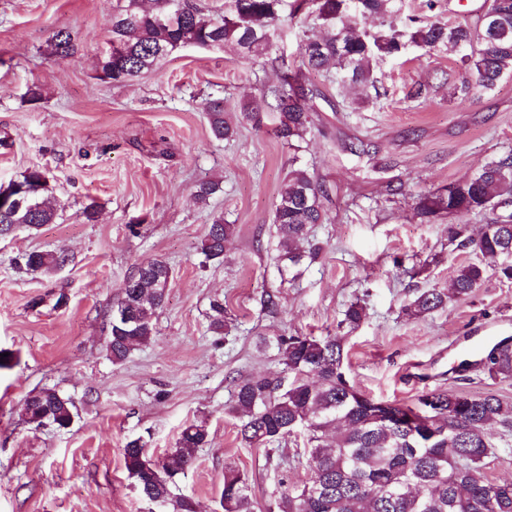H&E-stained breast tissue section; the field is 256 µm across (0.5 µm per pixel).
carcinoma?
<instances>
[{
  "label": "carcinoma",
  "instance_id": "1",
  "mask_svg": "<svg viewBox=\"0 0 512 512\" xmlns=\"http://www.w3.org/2000/svg\"><path fill=\"white\" fill-rule=\"evenodd\" d=\"M396 0H231L220 17L203 13L189 0H154L150 10L141 0H126L110 26L112 54H103L96 77L122 84L152 72L176 49L234 46L246 56L260 58L271 49V27L283 20L310 19L322 34L304 40L301 66L285 68L270 93L279 114L274 133L290 149L314 126L308 102L316 91L306 73L336 69L341 80L360 94L377 89V60L394 57L409 45L427 50L446 46L461 53L468 77L462 90L491 91L512 76V0H487L485 14L475 25H441L426 16L406 18L399 30L391 21ZM78 46L66 30L54 33L49 55L68 58ZM205 111L217 140L236 132L224 116V104L211 101ZM24 187L21 203L0 212V233L18 225L28 230L52 224L57 202L44 171L31 168L0 191ZM322 184L304 168H295L282 183L274 209L280 260L295 266L316 224L326 221ZM414 214L422 222L448 216V241L472 244L490 258H501L499 276L512 279V154L494 158L470 177L418 196ZM474 214L485 221L476 234L455 223ZM232 226L219 217L209 225L201 243L208 260L224 256ZM61 250L25 255L31 271L51 272L66 264ZM486 267L467 263L458 268L446 288L421 292L405 307L406 315L423 318L452 301L467 298L486 278ZM171 277L162 261L140 265L120 286L112 303L129 321L112 320L106 341L115 362L125 360L154 335V319L164 307ZM210 332L224 333V304L214 301ZM282 364L291 377L259 374L241 380L228 412L241 418L239 434L250 446L270 444L303 434L308 448L310 477L300 487L281 481L278 512H512V481L487 478L485 461L497 441L512 435V404L494 393L450 394L426 390L410 404H388L396 412H418L425 420L414 438L393 419L380 414L382 402L356 390L343 367V347L337 336L280 335L274 337ZM481 372L492 381L512 380V346L496 343L479 359ZM73 401L43 388L25 400L29 423L66 428L72 421ZM203 423L185 426L175 448L155 468L145 467V445L130 441L124 448L125 467L144 497H170V480L193 465L198 449L208 442ZM223 512H253L246 479L224 471Z\"/></svg>",
  "mask_w": 512,
  "mask_h": 512
}]
</instances>
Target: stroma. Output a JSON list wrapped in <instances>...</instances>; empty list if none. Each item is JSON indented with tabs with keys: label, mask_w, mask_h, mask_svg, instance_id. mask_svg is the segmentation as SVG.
<instances>
[{
	"label": "stroma",
	"mask_w": 512,
	"mask_h": 512,
	"mask_svg": "<svg viewBox=\"0 0 512 512\" xmlns=\"http://www.w3.org/2000/svg\"><path fill=\"white\" fill-rule=\"evenodd\" d=\"M124 4L0 0V185L37 167L58 203L55 223L0 236V351L11 358L0 368V512H160L129 478L125 445L137 439L162 457L190 423L206 424L210 437L171 499L223 512L231 468L247 478L256 512H271L282 483L309 477L304 440L247 445L227 408L242 379L281 372L270 343L281 334L339 336L348 380L377 401L445 389L512 402V383L463 367L512 336V281L496 260L449 243L447 220L422 224L412 214L416 195L512 153V77L465 94L456 52L413 46L378 62L379 93L363 100L333 75L309 74L314 128L297 152L275 136V112H262L258 127L240 114L277 84L280 60L299 64L318 27L280 25L257 61L185 46L155 72L115 85L97 79L96 63ZM484 8L485 0L401 2L402 15L428 12L443 24L475 23ZM60 29L78 45L64 60L47 54ZM212 99L237 119L233 137H212ZM298 165L322 183L327 221L312 229L319 255L286 271L272 216ZM202 181L219 185L204 204L194 198ZM218 215L234 234L223 259L208 260L201 241ZM59 249L69 260L53 273L19 264ZM157 259L172 277L155 333L112 361L108 311L137 266ZM477 261L488 273L469 297L421 319L404 315L418 292L447 287L460 265ZM215 300L224 304L220 336L208 330ZM356 302L366 317L352 328L343 318ZM43 387L73 401L68 428L27 422L24 401Z\"/></svg>",
	"instance_id": "1"
}]
</instances>
